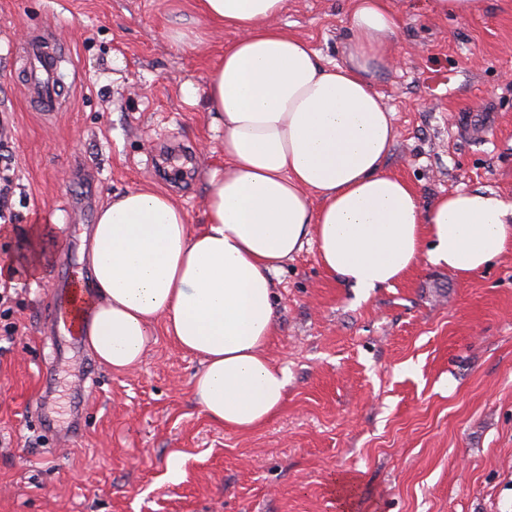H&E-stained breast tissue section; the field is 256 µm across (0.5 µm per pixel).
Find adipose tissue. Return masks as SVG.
Instances as JSON below:
<instances>
[{
    "label": "adipose tissue",
    "mask_w": 512,
    "mask_h": 512,
    "mask_svg": "<svg viewBox=\"0 0 512 512\" xmlns=\"http://www.w3.org/2000/svg\"><path fill=\"white\" fill-rule=\"evenodd\" d=\"M285 0H197L235 31L207 79L224 125V166L192 231L166 193L138 187L97 213L85 260L94 289L84 341L115 371L136 367L164 320L201 357L193 398L226 428L277 414L288 386L268 354L271 275L308 243L321 265L364 292L391 286L420 260L468 278L512 246V201L456 190L421 207L386 161L398 137L377 89L397 61L388 0H351L348 55L325 64L276 23Z\"/></svg>",
    "instance_id": "obj_1"
}]
</instances>
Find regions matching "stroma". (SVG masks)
Here are the masks:
<instances>
[{"label":"stroma","mask_w":512,"mask_h":512,"mask_svg":"<svg viewBox=\"0 0 512 512\" xmlns=\"http://www.w3.org/2000/svg\"><path fill=\"white\" fill-rule=\"evenodd\" d=\"M398 62L378 89L400 136L388 170L421 206L457 189L512 201V0L441 15L389 0ZM351 0H286L277 22L323 62L347 57ZM53 34L60 108L24 97L18 56ZM233 31L195 0H0V148L11 218L0 266V512H512V247L463 279L420 262L369 296L327 272L314 247L274 278L268 352L288 370L282 408L252 432L194 401L197 357L157 321L125 372L86 344L54 360L48 309L109 199L136 187L206 222L224 164L205 85ZM205 49H195L196 39ZM45 264L20 266L33 226Z\"/></svg>","instance_id":"1"}]
</instances>
